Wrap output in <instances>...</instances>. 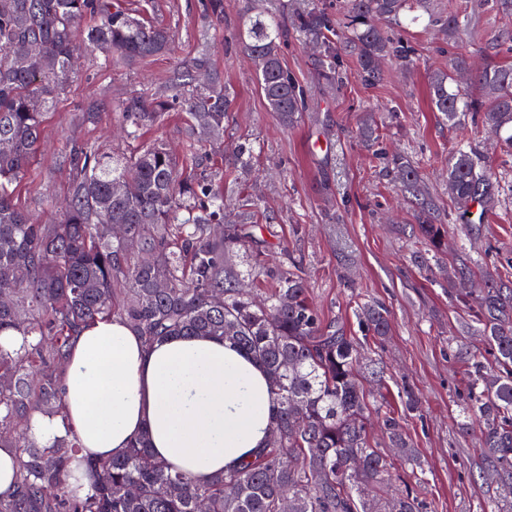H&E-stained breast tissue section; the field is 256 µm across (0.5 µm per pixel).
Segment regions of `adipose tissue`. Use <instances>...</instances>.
<instances>
[{
  "label": "adipose tissue",
  "instance_id": "obj_1",
  "mask_svg": "<svg viewBox=\"0 0 512 512\" xmlns=\"http://www.w3.org/2000/svg\"><path fill=\"white\" fill-rule=\"evenodd\" d=\"M65 416L34 414L44 445L73 426L81 457L121 453L149 432L154 452L206 483L265 444L273 400L259 362L220 338L146 344L119 319L86 326L63 376Z\"/></svg>",
  "mask_w": 512,
  "mask_h": 512
}]
</instances>
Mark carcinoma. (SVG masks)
I'll use <instances>...</instances> for the list:
<instances>
[{
  "label": "carcinoma",
  "mask_w": 512,
  "mask_h": 512,
  "mask_svg": "<svg viewBox=\"0 0 512 512\" xmlns=\"http://www.w3.org/2000/svg\"><path fill=\"white\" fill-rule=\"evenodd\" d=\"M421 9L428 12L426 27L450 39L471 29V16L434 14L425 0H345L338 16L313 6L298 12L293 26L317 47L314 65L331 83L342 75L336 38L347 30L358 77L375 86L384 79L382 60L407 66L415 54L376 21L408 29L419 24ZM88 14L97 22L83 41L102 53L106 68L157 56L172 41L169 29L114 0H0V142H9L0 147V289H9L12 300L0 305V334L22 335L17 349L0 345V448L18 452L14 489L0 496V512H199L201 506L205 512H426L414 493H389L394 458L373 447L368 432L374 414L389 447L425 482L402 421L370 401L359 378L363 346L380 344L391 332L389 309L374 300L357 304L361 339L321 319L300 262L290 269L264 263L258 203L238 205L224 234L214 235L211 226L224 218L231 193L192 181L164 145L142 140L144 130L177 109L188 120L190 154L202 141L224 143L233 92L212 68L208 31L168 77L167 99L134 92L119 104L126 139L136 144L129 157L70 144L63 159L69 203L60 222L40 224L18 207L15 189L35 154L44 111L66 89L76 24ZM281 38L272 10L242 18L240 39L257 60L267 108L290 126L307 99L282 63ZM28 42L38 52L18 54L16 47ZM465 69L460 54L448 68L429 73L432 111L450 124L469 115L511 149L512 64L489 63L476 73V95L449 87L451 73ZM33 99L41 100V110L31 108ZM108 108L105 99L91 97L79 112L91 121ZM385 160L419 201V234L440 248L443 228L432 222L435 205L423 197L421 173L403 154ZM448 192L459 224L482 223L499 203V181L477 145L463 142L448 153ZM114 224L122 225V236L112 235ZM242 251L254 254L256 285L274 284L262 302L239 286L243 276L231 259ZM459 297L493 361L474 356L467 362L468 403L458 425L465 429L471 416L483 418L479 476L493 497L482 512H512V290ZM112 318L149 345L170 336L216 337L262 362L274 394V436L223 476L198 484L155 457L143 432L119 455L86 460L91 488L84 496L72 491L67 478L79 453L77 437L39 446L28 432L34 412L64 414L61 381L72 348L86 325Z\"/></svg>",
  "instance_id": "cac0c4a2"
}]
</instances>
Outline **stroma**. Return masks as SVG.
Returning a JSON list of instances; mask_svg holds the SVG:
<instances>
[{
	"mask_svg": "<svg viewBox=\"0 0 512 512\" xmlns=\"http://www.w3.org/2000/svg\"><path fill=\"white\" fill-rule=\"evenodd\" d=\"M119 2L170 27L169 50L107 70L100 68L97 52L77 48L67 91L44 117L41 141L15 193L17 205L41 223H57L69 184L60 160L70 144L84 141L102 152L129 156L132 146L120 128L117 104L135 90L151 99L163 97L166 75L192 56L200 30H209L213 67L233 91L234 103L223 147L207 148L197 176L236 185L241 198L260 200L269 220V263L286 267L302 259L310 294L325 319L355 336V301L373 299L390 309L388 340L368 350L384 372L373 397L401 414L426 465L428 483L420 495L429 512H481L488 491L476 477L480 427L465 432L457 420L466 400L465 363L470 355L485 357L489 351L467 326L468 312L455 299L452 275L471 264L476 276L470 290L489 281L512 288V152H504L494 136L474 123L442 121L430 108L427 77L456 54L481 68L488 55L486 22L476 21L474 32L454 44L420 26L396 30V37L414 47L415 57L405 67L386 62L383 81L368 87L349 55L342 82L318 77L310 45L292 30L305 0H224L219 24L206 18L205 0ZM270 4L288 31L282 62L308 94L305 112L288 127L268 111L255 64L238 40L242 14L261 12ZM91 96L107 98L113 107L88 123L78 108ZM369 115L381 140L418 166L423 193L441 214L455 207L448 196L447 169L448 154L458 143L479 144L501 179L500 203L484 223H444V243L431 270L413 259L414 252L428 250L412 234L417 205L404 198L398 180L386 174L373 146L360 137L361 122ZM248 140L255 146L250 165L229 164L226 149ZM405 378L421 397V412L404 411L400 386Z\"/></svg>",
	"mask_w": 512,
	"mask_h": 512,
	"instance_id": "35a3bbf8",
	"label": "stroma"
}]
</instances>
